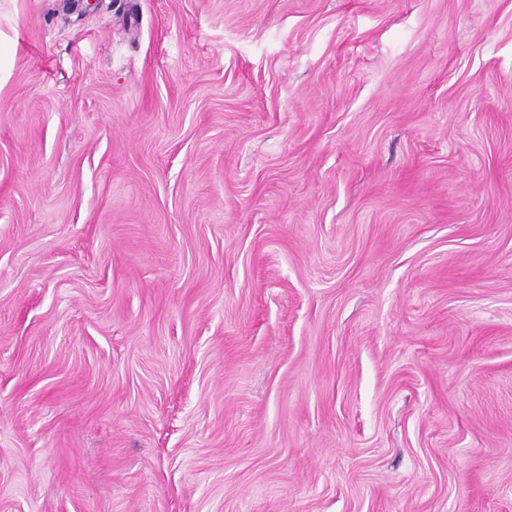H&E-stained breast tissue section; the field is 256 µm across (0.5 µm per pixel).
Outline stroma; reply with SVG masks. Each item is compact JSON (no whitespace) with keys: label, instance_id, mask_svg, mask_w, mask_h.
Returning a JSON list of instances; mask_svg holds the SVG:
<instances>
[{"label":"stroma","instance_id":"35a3bbf8","mask_svg":"<svg viewBox=\"0 0 512 512\" xmlns=\"http://www.w3.org/2000/svg\"><path fill=\"white\" fill-rule=\"evenodd\" d=\"M0 512H512V0H0Z\"/></svg>","mask_w":512,"mask_h":512}]
</instances>
